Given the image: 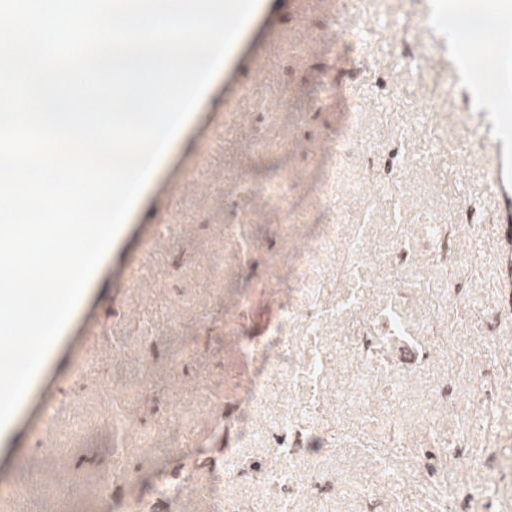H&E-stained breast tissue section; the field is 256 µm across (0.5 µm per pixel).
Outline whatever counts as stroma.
I'll list each match as a JSON object with an SVG mask.
<instances>
[{"instance_id":"35a3bbf8","label":"stroma","mask_w":512,"mask_h":512,"mask_svg":"<svg viewBox=\"0 0 512 512\" xmlns=\"http://www.w3.org/2000/svg\"><path fill=\"white\" fill-rule=\"evenodd\" d=\"M452 2L257 0L0 437V512H512V38L489 75L427 63L449 47L418 23ZM286 303L282 373L245 410Z\"/></svg>"}]
</instances>
